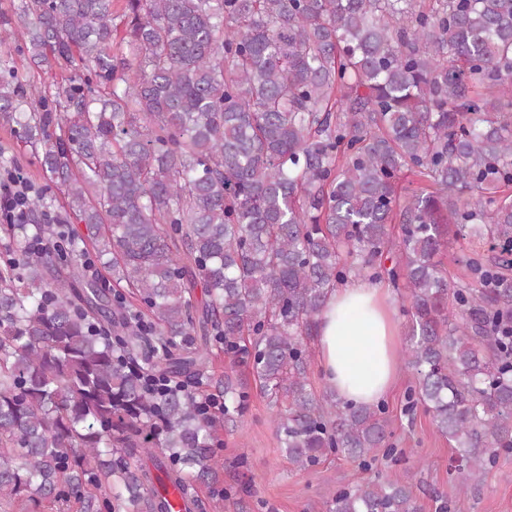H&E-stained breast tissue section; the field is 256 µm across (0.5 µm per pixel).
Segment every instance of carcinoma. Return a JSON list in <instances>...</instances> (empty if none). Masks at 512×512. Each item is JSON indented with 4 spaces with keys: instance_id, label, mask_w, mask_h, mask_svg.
Returning <instances> with one entry per match:
<instances>
[{
    "instance_id": "cac0c4a2",
    "label": "carcinoma",
    "mask_w": 512,
    "mask_h": 512,
    "mask_svg": "<svg viewBox=\"0 0 512 512\" xmlns=\"http://www.w3.org/2000/svg\"><path fill=\"white\" fill-rule=\"evenodd\" d=\"M123 2L0 9L43 75L0 59V124L85 226L0 225V508L172 512L168 485L215 484L190 388L217 351L247 369L214 386L224 421L258 388L295 469L392 454L384 407L317 391L307 345L330 292L385 276L464 512L512 450V0ZM453 224L500 248L478 288L435 261ZM414 486L358 480L329 512H421Z\"/></svg>"
}]
</instances>
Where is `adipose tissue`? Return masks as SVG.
<instances>
[{
    "label": "adipose tissue",
    "instance_id": "1",
    "mask_svg": "<svg viewBox=\"0 0 512 512\" xmlns=\"http://www.w3.org/2000/svg\"><path fill=\"white\" fill-rule=\"evenodd\" d=\"M318 358L337 398L375 404L393 390L398 329L387 288L350 279L329 296L317 332Z\"/></svg>",
    "mask_w": 512,
    "mask_h": 512
}]
</instances>
